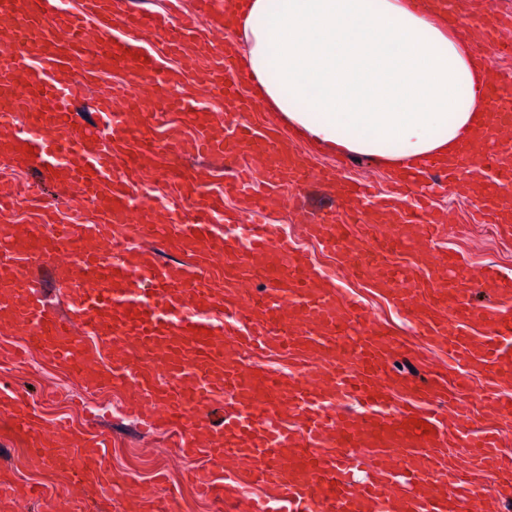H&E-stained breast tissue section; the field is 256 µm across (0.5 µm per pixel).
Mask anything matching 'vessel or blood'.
Returning a JSON list of instances; mask_svg holds the SVG:
<instances>
[{
    "instance_id": "obj_1",
    "label": "vessel or blood",
    "mask_w": 512,
    "mask_h": 512,
    "mask_svg": "<svg viewBox=\"0 0 512 512\" xmlns=\"http://www.w3.org/2000/svg\"><path fill=\"white\" fill-rule=\"evenodd\" d=\"M122 0H95L92 10H72L64 0H0V155L24 157L41 182L64 184L96 206L92 224L0 225V327L26 347L67 365L85 387L132 391L148 427L166 425L174 447L223 472L201 475L208 491L224 494L244 466L259 490L250 512H459L478 501L477 486L444 454L456 436L443 412L413 382L389 374L404 342L372 325L358 301L299 256L275 224H243L235 236L219 222L224 200L238 198L255 214L278 206V183L307 178L329 185L340 211L307 219L306 233L337 253L347 273L367 279L411 318L415 333L448 357L455 392L483 375L482 404L490 415L512 413L502 395L512 387V277L494 268L473 273L456 253L417 249L447 232L446 214L431 206L407 210L430 170L458 180L471 165L488 175L478 211L483 223L512 233V88L485 87L494 105L486 126L460 142L454 156L432 159L400 181L401 199L380 202L353 216L348 202L367 185L337 180L334 171H311L301 152L272 140L244 115L256 102L241 94L243 67L231 44L214 45L199 17L224 26L216 0H194L181 19L167 13H132ZM483 42L512 29V9L480 0ZM210 27V28H211ZM132 36L113 39L117 29ZM169 58L179 68H161ZM203 70L210 96L224 119L195 109L183 87L192 68ZM121 71L132 79L122 95L109 88L91 97L104 120L92 130L76 118L91 80ZM145 84L162 90L161 106L190 113L199 135L173 136L158 146L148 128L131 123ZM276 174L258 182L249 167L235 168L216 194L175 184L155 199L135 194L130 174L164 157L236 156L241 149ZM374 228L370 240L357 223ZM160 239L187 262L159 263L153 247L117 246L116 232ZM409 254L404 263L398 254ZM56 261L66 305L47 301L27 267L36 257ZM224 267L212 271L216 258ZM262 276L261 298L245 286ZM491 290L495 303L474 304L472 291ZM300 357L292 373L257 369L246 355L279 351ZM224 418L213 422L214 408ZM0 426L26 438L48 470H64L111 484L103 459L88 439L64 424L44 429L24 394L0 395ZM470 465L500 475L512 493V457L501 440L482 429L466 440ZM371 452V480L352 472L351 448Z\"/></svg>"
}]
</instances>
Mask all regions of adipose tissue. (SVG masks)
Listing matches in <instances>:
<instances>
[{
  "mask_svg": "<svg viewBox=\"0 0 512 512\" xmlns=\"http://www.w3.org/2000/svg\"><path fill=\"white\" fill-rule=\"evenodd\" d=\"M230 29L254 94L320 149L402 173L485 120L475 37L417 0H246Z\"/></svg>",
  "mask_w": 512,
  "mask_h": 512,
  "instance_id": "1",
  "label": "adipose tissue"
}]
</instances>
